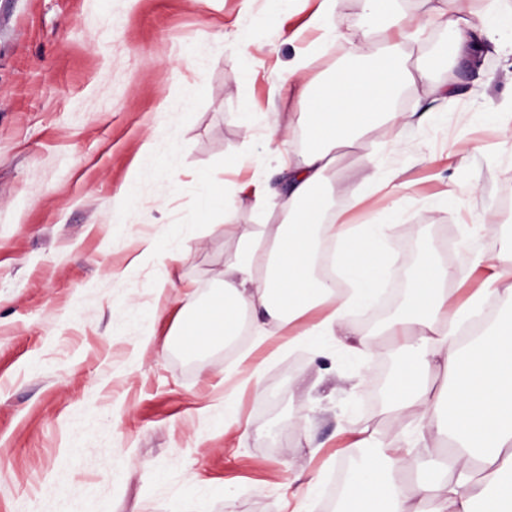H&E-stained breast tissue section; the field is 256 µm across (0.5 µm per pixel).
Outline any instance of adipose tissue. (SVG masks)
<instances>
[{
    "label": "adipose tissue",
    "instance_id": "1",
    "mask_svg": "<svg viewBox=\"0 0 512 512\" xmlns=\"http://www.w3.org/2000/svg\"><path fill=\"white\" fill-rule=\"evenodd\" d=\"M444 2L433 22L446 34L441 51L453 63L479 49L487 29L467 22L468 0ZM335 12L336 0H320L309 20L320 36L290 66L288 94L304 109L289 113L285 131L302 130L307 144L289 154L278 189L263 182L254 189V210L277 211L278 222L264 232H241L222 287L207 301L187 303L176 330L187 351L229 343L246 320L259 345L271 325L288 347L329 339L352 351L372 347L349 313L375 302L400 256L386 247L385 225H354L346 209L333 208L329 176L338 149L381 122L401 128L413 120L391 102L398 89L416 91L417 80L406 66L412 35L402 28L383 33L374 52L352 45L357 64L322 81L309 79L314 56L336 35ZM476 263L491 275L460 305L448 296L452 270L423 260L400 314L382 328L406 354L391 410L416 416L419 431L433 440L454 441L453 464L439 462L436 447L426 461L414 462L398 438L369 434L375 449L353 469L338 512H512V311L497 314L468 344L456 340L494 285L512 278V252L485 253ZM416 466L419 478L406 483L404 473Z\"/></svg>",
    "mask_w": 512,
    "mask_h": 512
}]
</instances>
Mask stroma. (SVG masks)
Segmentation results:
<instances>
[{
    "instance_id": "35a3bbf8",
    "label": "stroma",
    "mask_w": 512,
    "mask_h": 512,
    "mask_svg": "<svg viewBox=\"0 0 512 512\" xmlns=\"http://www.w3.org/2000/svg\"><path fill=\"white\" fill-rule=\"evenodd\" d=\"M316 4L0 0V512H64L67 500L93 512H293L303 497L325 512L364 430L423 457L414 420L359 405L366 355L332 340L254 350L247 335L201 354L168 340L186 292L202 301L219 288L237 233L260 228L245 206L225 233L222 214L198 208L199 180L271 175L286 149L273 123L301 106L270 90L316 39L304 27ZM424 11L397 0L393 16L371 20L362 0H337L338 36L311 76ZM441 33L426 26L408 64L452 96L402 95L396 111L425 104L435 117L381 125L333 172L352 192L367 171L404 183L387 229L404 285L388 288L385 310L406 300L426 253L454 271L448 292L461 302L485 276L475 257L512 246V32L452 68L436 51ZM480 112L494 121L477 123ZM476 219L484 229L465 234ZM144 239L156 251L141 252ZM251 365L256 388L240 384ZM230 393L235 426L224 423Z\"/></svg>"
}]
</instances>
